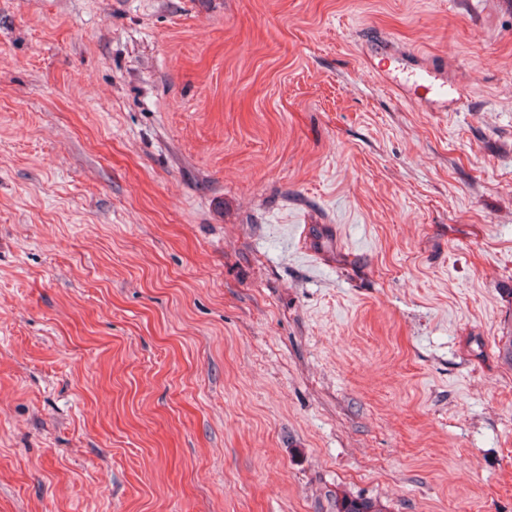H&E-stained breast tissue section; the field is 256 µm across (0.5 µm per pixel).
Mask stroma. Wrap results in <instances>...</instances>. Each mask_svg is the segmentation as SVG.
Segmentation results:
<instances>
[{"label":"stroma","mask_w":512,"mask_h":512,"mask_svg":"<svg viewBox=\"0 0 512 512\" xmlns=\"http://www.w3.org/2000/svg\"><path fill=\"white\" fill-rule=\"evenodd\" d=\"M511 343L512 0H0V512H512ZM441 74L434 70L427 71V77L421 78L420 81L414 82L412 85L416 87H425L432 91L434 99L431 100L433 106L440 108L445 107L448 97V90L445 88V81L436 83L438 80H443ZM336 512H383L378 502L361 496L337 495Z\"/></svg>","instance_id":"35a3bbf8"}]
</instances>
